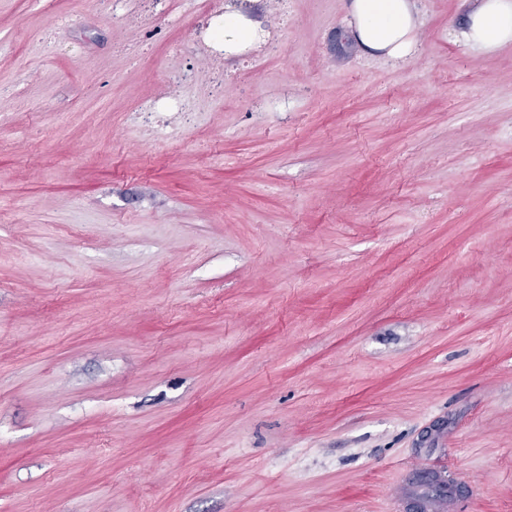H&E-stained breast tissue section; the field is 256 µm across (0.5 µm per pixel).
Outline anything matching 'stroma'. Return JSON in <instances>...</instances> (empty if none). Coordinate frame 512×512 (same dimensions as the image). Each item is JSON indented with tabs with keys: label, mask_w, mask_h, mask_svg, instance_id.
<instances>
[{
	"label": "stroma",
	"mask_w": 512,
	"mask_h": 512,
	"mask_svg": "<svg viewBox=\"0 0 512 512\" xmlns=\"http://www.w3.org/2000/svg\"><path fill=\"white\" fill-rule=\"evenodd\" d=\"M226 4L0 0V512H512V45ZM222 25L212 27L210 39L217 45L223 44L224 51L229 53H240L249 46L260 42L264 30L254 28L250 25L243 12L237 11L231 14H224Z\"/></svg>",
	"instance_id": "1"
}]
</instances>
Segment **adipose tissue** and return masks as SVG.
Segmentation results:
<instances>
[{
  "label": "adipose tissue",
  "mask_w": 512,
  "mask_h": 512,
  "mask_svg": "<svg viewBox=\"0 0 512 512\" xmlns=\"http://www.w3.org/2000/svg\"><path fill=\"white\" fill-rule=\"evenodd\" d=\"M458 36L486 52L512 43V0H472ZM348 14L360 49L392 60L408 58L418 45L419 20L413 0H349Z\"/></svg>",
  "instance_id": "adipose-tissue-1"
}]
</instances>
